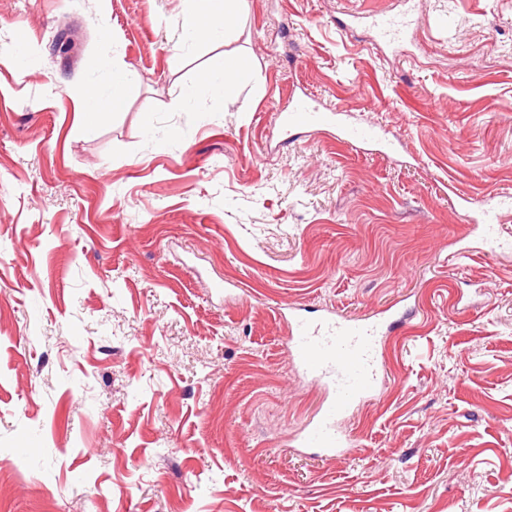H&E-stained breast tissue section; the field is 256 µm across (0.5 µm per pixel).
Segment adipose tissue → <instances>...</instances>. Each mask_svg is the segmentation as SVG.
<instances>
[{"mask_svg": "<svg viewBox=\"0 0 512 512\" xmlns=\"http://www.w3.org/2000/svg\"><path fill=\"white\" fill-rule=\"evenodd\" d=\"M237 14V0H191L182 14L175 34L173 63H180L189 48L200 39L231 28ZM105 87L87 86L78 99V105L84 112H109L115 99L124 97L133 85L130 72L121 71L107 75Z\"/></svg>", "mask_w": 512, "mask_h": 512, "instance_id": "obj_1", "label": "adipose tissue"}]
</instances>
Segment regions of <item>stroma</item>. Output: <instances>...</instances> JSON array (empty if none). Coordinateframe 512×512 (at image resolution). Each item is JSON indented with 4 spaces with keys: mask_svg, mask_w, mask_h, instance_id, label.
Instances as JSON below:
<instances>
[{
    "mask_svg": "<svg viewBox=\"0 0 512 512\" xmlns=\"http://www.w3.org/2000/svg\"><path fill=\"white\" fill-rule=\"evenodd\" d=\"M186 4L0 0V512H512V251L455 198L512 190V0H239L175 66ZM300 91L386 144L284 138ZM394 305L355 453L296 448L324 393L282 308ZM406 21L399 16L384 13L373 15V32L377 41L393 45L402 39ZM242 67V64L236 60H225L224 61V75H215L208 66L203 68L201 82L203 83H219L224 81L225 85L231 84L241 80L238 73V69ZM104 83L109 86V90L100 89L97 85H89L83 90L78 99V105L82 112L93 113L96 109L100 112L119 110L125 102L126 92L133 85V76L127 71H119L116 75L111 72L107 75ZM116 97L121 99L122 104L119 102L118 107H113V102L117 100Z\"/></svg>",
    "mask_w": 512,
    "mask_h": 512,
    "instance_id": "1",
    "label": "stroma"
}]
</instances>
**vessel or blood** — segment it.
I'll list each match as a JSON object with an SVG mask.
<instances>
[{"label":"vessel or blood","instance_id":"1","mask_svg":"<svg viewBox=\"0 0 512 512\" xmlns=\"http://www.w3.org/2000/svg\"><path fill=\"white\" fill-rule=\"evenodd\" d=\"M405 28L406 22L401 17L384 13L373 16L377 41L395 44L402 39ZM279 119L289 133L306 128H336L344 138L354 142H371L377 137L375 126H343L340 110L321 109L305 94L295 97ZM511 209L512 201L506 199L481 210L478 222L483 242H492L500 236L502 214ZM400 323L401 311L397 308L363 322L347 321L334 314L318 317L291 314L285 338L288 357L327 393L318 418L297 436V447L326 456L352 453L353 443L338 430L337 423L352 406L378 390L384 339Z\"/></svg>","mask_w":512,"mask_h":512}]
</instances>
